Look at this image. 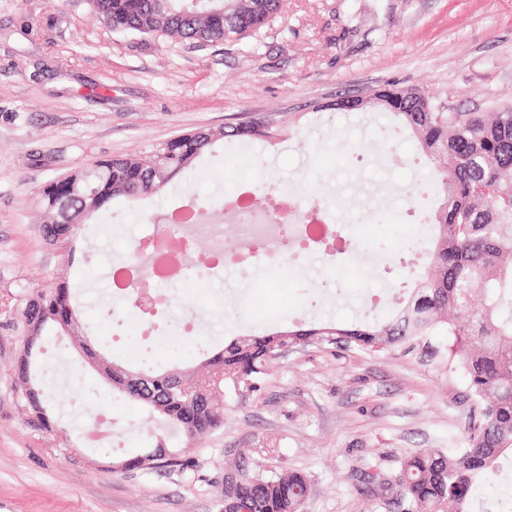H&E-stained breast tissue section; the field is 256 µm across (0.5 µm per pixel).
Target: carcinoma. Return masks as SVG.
<instances>
[{"label": "carcinoma", "mask_w": 512, "mask_h": 512, "mask_svg": "<svg viewBox=\"0 0 512 512\" xmlns=\"http://www.w3.org/2000/svg\"><path fill=\"white\" fill-rule=\"evenodd\" d=\"M100 21L115 31L159 35L198 44L247 38L274 18L281 0H92ZM373 106L404 120L423 153L438 163L435 181L443 191L435 214L439 228L432 270L410 299L384 325L354 324L276 331L235 338L195 368L156 373L148 385L127 384L128 370L110 363L112 389L146 404L184 437L196 439L224 427V408L197 393L196 378L210 385L261 396L273 361V345L320 344L328 338L362 350L412 351L448 337V368L467 381L471 417L466 446L448 452L415 450L400 459L394 481L372 477L395 493L401 512H472L474 492L497 475L512 451V108L497 112L444 111L418 91L385 88ZM274 122L259 120L217 131L177 135L148 155L99 158L47 182L40 190L41 233L46 244L68 246L89 220L108 210L117 196L142 197L164 189L191 168L216 140L271 138ZM76 313L72 287L63 279L26 299L20 309L23 344L17 364L20 394L32 418L53 427L52 403L41 392L38 337ZM189 461L163 438L112 462V472L157 468L185 470ZM310 484L298 472H224L218 512H303Z\"/></svg>", "instance_id": "obj_1"}]
</instances>
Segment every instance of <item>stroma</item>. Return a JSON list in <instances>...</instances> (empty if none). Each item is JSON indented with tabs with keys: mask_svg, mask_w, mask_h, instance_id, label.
I'll return each instance as SVG.
<instances>
[{
	"mask_svg": "<svg viewBox=\"0 0 512 512\" xmlns=\"http://www.w3.org/2000/svg\"><path fill=\"white\" fill-rule=\"evenodd\" d=\"M435 103L483 112L512 103V0H283L251 37L196 47L118 32L91 0H0V512H218L224 469L278 465L304 473L303 512H399L367 476L394 478L400 457L463 444L466 383L445 361L377 354L347 344L293 346L275 359L261 395H224V427L194 443L167 438L192 457L191 471L116 473L112 461L161 429L146 406L113 391L71 336L42 340L45 388L55 425L34 422L14 367L22 336L17 308L61 270L84 274L79 318L100 355L121 357L137 340L128 301L113 298L111 266L156 235L147 215L267 180L298 184L308 224L331 222L349 243L312 250L269 269L270 241L244 271L202 275L213 243L194 231L181 279L155 286L163 312L192 321L197 339L154 345L146 364L197 365L204 351L242 334L295 325L348 327L385 321L428 269L419 259L426 216L441 193L415 137L387 112L340 111L337 99L391 86ZM268 117L274 138L218 142L171 186L113 200L69 251L46 245L38 192L49 180L103 157L148 153L170 138ZM389 287L375 309L366 287ZM73 405L92 423L110 414L122 446L72 453ZM474 512H512V467L479 487Z\"/></svg>",
	"mask_w": 512,
	"mask_h": 512,
	"instance_id": "obj_1",
	"label": "stroma"
}]
</instances>
